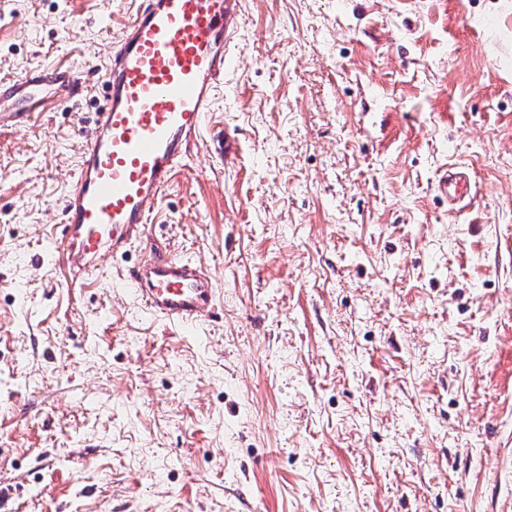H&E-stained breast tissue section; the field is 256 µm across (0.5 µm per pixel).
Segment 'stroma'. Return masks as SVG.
<instances>
[{"label":"stroma","mask_w":512,"mask_h":512,"mask_svg":"<svg viewBox=\"0 0 512 512\" xmlns=\"http://www.w3.org/2000/svg\"><path fill=\"white\" fill-rule=\"evenodd\" d=\"M241 6L148 226L183 328L54 244L128 0H0V78L83 83L0 125V512H512V0ZM439 191L448 199V206L455 207L470 197L467 170L451 164L439 180ZM123 285L153 315L188 326L216 308L214 277L203 265L150 247L148 255L121 274Z\"/></svg>","instance_id":"35a3bbf8"}]
</instances>
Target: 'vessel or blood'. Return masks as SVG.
Returning a JSON list of instances; mask_svg holds the SVG:
<instances>
[{
    "label": "vessel or blood",
    "instance_id": "1",
    "mask_svg": "<svg viewBox=\"0 0 512 512\" xmlns=\"http://www.w3.org/2000/svg\"><path fill=\"white\" fill-rule=\"evenodd\" d=\"M240 0H134L113 41L106 102L85 138L62 205L56 238L71 282L84 286L100 262L144 243L147 227L201 135L224 76ZM70 66L0 80V115L29 121L80 92ZM449 206L469 195L468 173L452 165L439 180ZM125 287L153 315L188 326L212 317L214 277L203 265L157 248L123 272Z\"/></svg>",
    "mask_w": 512,
    "mask_h": 512
}]
</instances>
